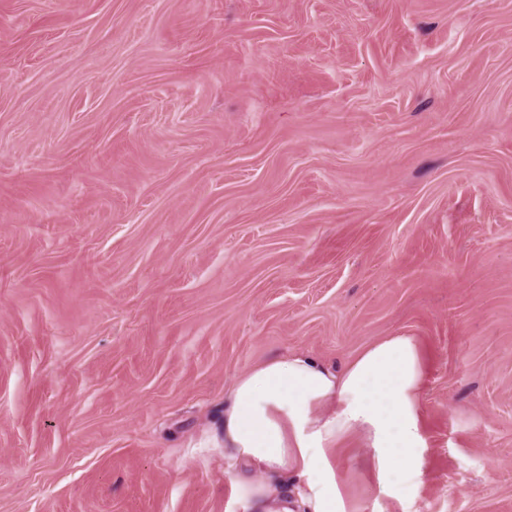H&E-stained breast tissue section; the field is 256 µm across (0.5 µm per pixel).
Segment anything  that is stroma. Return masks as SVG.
I'll use <instances>...</instances> for the list:
<instances>
[{"label": "stroma", "mask_w": 512, "mask_h": 512, "mask_svg": "<svg viewBox=\"0 0 512 512\" xmlns=\"http://www.w3.org/2000/svg\"><path fill=\"white\" fill-rule=\"evenodd\" d=\"M397 334L347 495L512 512V0H0V512H244L234 379Z\"/></svg>", "instance_id": "obj_1"}]
</instances>
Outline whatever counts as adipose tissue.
<instances>
[{
    "label": "adipose tissue",
    "mask_w": 512,
    "mask_h": 512,
    "mask_svg": "<svg viewBox=\"0 0 512 512\" xmlns=\"http://www.w3.org/2000/svg\"><path fill=\"white\" fill-rule=\"evenodd\" d=\"M425 369L412 336L380 339L342 368L305 352L264 360L224 397V473L247 512H356L334 453L367 448L377 494L399 497L421 473Z\"/></svg>",
    "instance_id": "1"
}]
</instances>
